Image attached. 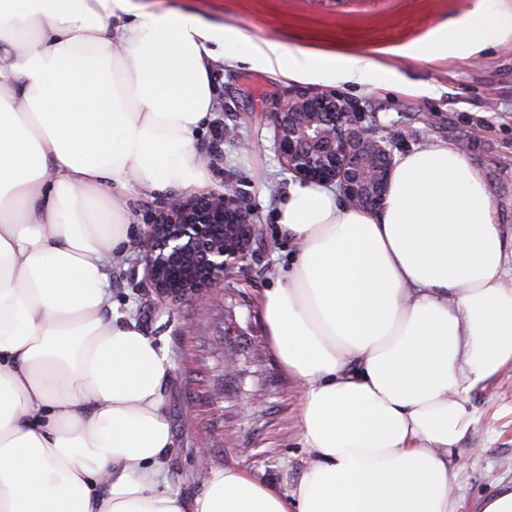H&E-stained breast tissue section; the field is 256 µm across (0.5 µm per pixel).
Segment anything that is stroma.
<instances>
[{
  "instance_id": "stroma-1",
  "label": "stroma",
  "mask_w": 512,
  "mask_h": 512,
  "mask_svg": "<svg viewBox=\"0 0 512 512\" xmlns=\"http://www.w3.org/2000/svg\"><path fill=\"white\" fill-rule=\"evenodd\" d=\"M495 0H141L150 9H178L206 21L290 47L363 56L396 69L417 92L368 82L337 84L358 102L395 153L436 141L467 143L499 223L512 230V36L469 57L428 61L399 55L439 25L461 20L478 2ZM217 104L196 147L219 190L234 180L255 220L244 262L230 268L218 298L161 304L144 277L136 248L112 268L113 310L133 314L171 363L163 391L173 443L165 458L172 489L192 498L198 451L214 469L238 467L257 481H295L308 453L299 431L300 384L274 355L259 305L294 246L280 236L274 212L291 180L273 150L274 114L294 82L217 65ZM185 191H134L128 201L134 240ZM473 423L448 459L459 512H475L487 492L512 483V368L474 393Z\"/></svg>"
}]
</instances>
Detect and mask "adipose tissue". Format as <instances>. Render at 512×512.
<instances>
[{"mask_svg": "<svg viewBox=\"0 0 512 512\" xmlns=\"http://www.w3.org/2000/svg\"><path fill=\"white\" fill-rule=\"evenodd\" d=\"M511 35L497 0L400 53L468 57ZM221 60L289 81L396 77L134 0H0V512H458L448 456L471 395L512 366V235L443 142L397 156L374 212L289 184L275 220L297 251L261 315L302 384L311 458L286 490L225 468L194 498L171 490V365L108 316L112 265L131 189L210 182L195 138Z\"/></svg>", "mask_w": 512, "mask_h": 512, "instance_id": "obj_1", "label": "adipose tissue"}]
</instances>
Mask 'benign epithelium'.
<instances>
[{
    "mask_svg": "<svg viewBox=\"0 0 512 512\" xmlns=\"http://www.w3.org/2000/svg\"><path fill=\"white\" fill-rule=\"evenodd\" d=\"M274 147L284 168L305 181L336 186L344 201L379 210L388 195L391 144L356 102L335 90H297L274 113ZM253 222L232 182L191 194L148 226L138 243L145 278L158 297L205 301L248 254Z\"/></svg>",
    "mask_w": 512,
    "mask_h": 512,
    "instance_id": "7a95c632",
    "label": "benign epithelium"
}]
</instances>
